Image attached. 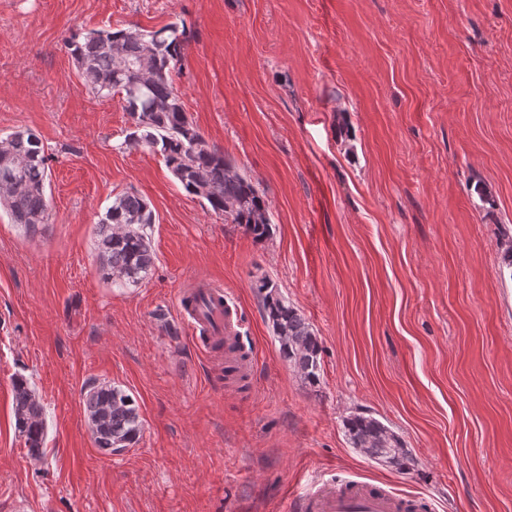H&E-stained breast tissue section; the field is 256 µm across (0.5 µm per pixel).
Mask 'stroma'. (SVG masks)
Here are the masks:
<instances>
[{"mask_svg": "<svg viewBox=\"0 0 512 512\" xmlns=\"http://www.w3.org/2000/svg\"><path fill=\"white\" fill-rule=\"evenodd\" d=\"M176 20L186 111L264 194L266 240L122 149L121 98L89 92L63 44ZM27 129L48 222L32 236L0 213V512H290L312 481L356 474L437 512H512V0H0V134ZM125 191L155 213L156 259L120 288L95 241ZM196 277L239 304L245 387L180 316ZM261 277L321 339L319 387L281 356ZM18 377L46 411L39 456L15 431ZM93 380L139 409L122 454L95 446ZM357 412L402 437L410 470L351 448Z\"/></svg>", "mask_w": 512, "mask_h": 512, "instance_id": "obj_1", "label": "stroma"}]
</instances>
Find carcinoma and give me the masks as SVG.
<instances>
[{
  "mask_svg": "<svg viewBox=\"0 0 512 512\" xmlns=\"http://www.w3.org/2000/svg\"><path fill=\"white\" fill-rule=\"evenodd\" d=\"M186 25L173 22L157 31L139 28L74 31L65 47L82 80L96 96L122 95L132 129L128 148L146 147L162 156L186 194L205 201L224 222L239 224L257 241L271 233V212L254 181L211 147L188 117L174 76L182 67ZM50 184L47 154L30 130L0 135V208L28 232L47 223ZM155 223L149 203L134 192L114 196L99 221L96 240L100 271L120 288L145 280L155 264L147 229ZM264 316L279 352L311 387L320 383L321 344L311 324L267 278L256 281ZM15 429L28 451L42 453L46 436L44 408L27 379L13 382ZM84 408L95 445L105 455L135 445L143 422L132 397L112 384L90 383ZM351 447L369 459L398 470L409 469L404 440L379 419L353 414L345 420Z\"/></svg>",
  "mask_w": 512,
  "mask_h": 512,
  "instance_id": "carcinoma-1",
  "label": "carcinoma"
}]
</instances>
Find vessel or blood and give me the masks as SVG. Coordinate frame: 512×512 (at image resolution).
<instances>
[{
    "instance_id": "1",
    "label": "vessel or blood",
    "mask_w": 512,
    "mask_h": 512,
    "mask_svg": "<svg viewBox=\"0 0 512 512\" xmlns=\"http://www.w3.org/2000/svg\"><path fill=\"white\" fill-rule=\"evenodd\" d=\"M192 291L196 300L191 308L182 310V318L193 330L224 342V360L235 366L237 375L251 373L253 355H242L238 349L243 338L239 334L241 320L232 294L207 279L195 281ZM291 508L293 512H433L434 502L359 479L322 480L297 494Z\"/></svg>"
}]
</instances>
